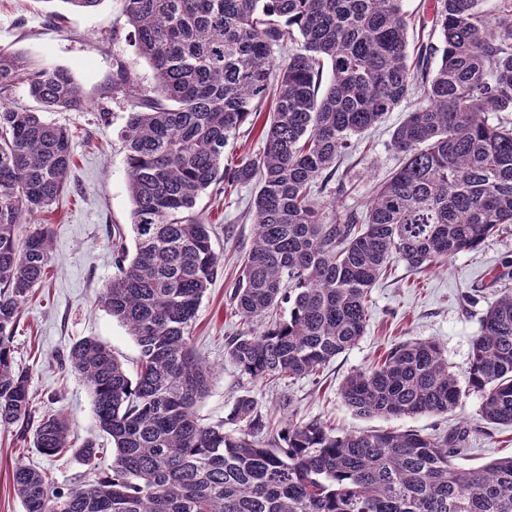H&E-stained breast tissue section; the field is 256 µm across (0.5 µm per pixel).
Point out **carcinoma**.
Instances as JSON below:
<instances>
[{"label": "carcinoma", "instance_id": "1", "mask_svg": "<svg viewBox=\"0 0 512 512\" xmlns=\"http://www.w3.org/2000/svg\"><path fill=\"white\" fill-rule=\"evenodd\" d=\"M433 0L432 22L408 21L402 0H123L134 46L159 96H140L125 69L112 94L132 99L127 151L134 251L118 233L117 273L101 303L139 348L135 374L91 337L67 361L90 388L98 433L74 449L94 467L99 436L112 468L61 486L18 465L24 512H512V456L455 463L468 429L338 433L318 419L274 425L251 396L205 423L196 406L213 369L191 343L204 294L223 269L200 196L255 183L254 239L233 291L243 329L225 355L255 380L318 374L355 346L375 284L395 259L423 270L479 248L512 224V0ZM418 38L409 43V25ZM290 50L278 63L275 53ZM23 84L45 110L84 104L64 68L0 48V427L32 434L47 456L68 451V425L35 418L13 333L50 264L48 231L20 235L62 193L73 165L69 130L6 104ZM393 133L402 162L365 214L339 205L325 221L314 198L350 140L412 97ZM256 157L224 148L268 101ZM499 296L471 344L467 389L441 348L406 341L350 374L340 396L355 413L443 415L472 393L489 424L512 425V292Z\"/></svg>", "mask_w": 512, "mask_h": 512}]
</instances>
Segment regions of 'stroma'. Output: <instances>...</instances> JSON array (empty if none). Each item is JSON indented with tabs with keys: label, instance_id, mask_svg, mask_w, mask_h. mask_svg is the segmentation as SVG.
Segmentation results:
<instances>
[{
	"label": "stroma",
	"instance_id": "1",
	"mask_svg": "<svg viewBox=\"0 0 512 512\" xmlns=\"http://www.w3.org/2000/svg\"><path fill=\"white\" fill-rule=\"evenodd\" d=\"M64 16L49 18V11ZM122 0H104L94 12L68 9L62 0H0V47L42 64L68 69L80 85L85 105L78 110L47 113L49 121L73 134L75 155L67 186L49 211L37 215L52 241L49 271L32 290L14 332L17 366L30 374L37 415L61 413L69 422L72 445L95 430L93 400L86 385L71 372L67 354L73 343L93 336L110 347L128 369H135L139 349L126 328L101 303L105 284L116 268L112 258L114 231H129L132 204L127 191L126 155L120 140L130 99L113 95L112 77L126 65L138 86L154 90L148 62L137 55ZM408 113L399 107L375 127L353 140L336 176L317 201L324 216L335 202L364 210L374 185L399 163L391 135ZM255 185L226 195L203 194L195 213L213 229L212 242L222 257V273L206 291L192 329V343L215 371L209 394L196 412L205 422L224 421L238 397L248 394L276 425L290 417L319 418L342 432L409 430L446 433L470 431L467 450L458 463L473 469L512 455V426L481 420L479 400L464 397L455 411L399 419L361 417L342 401L339 387L355 370L378 360L394 344L410 339L436 342L450 369L465 379L471 341L496 295L487 284L503 261L512 259V229L491 238L478 250L445 263L414 271L396 261L371 291L367 328L351 349L338 355L319 375L290 385L251 379L225 355L224 342L241 328L232 291L240 259L249 245L248 211ZM24 464L47 472L59 483L88 476L91 468L66 452L44 456L15 430L0 428V512H23L14 493L12 471Z\"/></svg>",
	"mask_w": 512,
	"mask_h": 512
}]
</instances>
